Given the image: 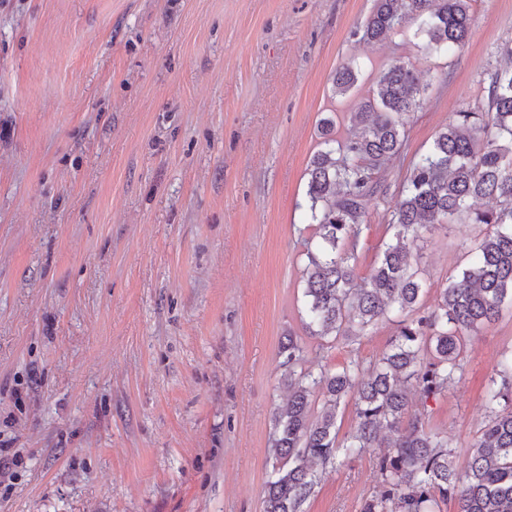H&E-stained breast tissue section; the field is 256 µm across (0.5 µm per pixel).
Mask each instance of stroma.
Listing matches in <instances>:
<instances>
[{
  "instance_id": "stroma-1",
  "label": "stroma",
  "mask_w": 512,
  "mask_h": 512,
  "mask_svg": "<svg viewBox=\"0 0 512 512\" xmlns=\"http://www.w3.org/2000/svg\"><path fill=\"white\" fill-rule=\"evenodd\" d=\"M375 0H0V512H263L279 346L310 368L378 359L396 326L307 335L302 204L317 126L351 112L393 61L422 103L366 203V274L415 156L512 47V0H474L466 43L425 54L411 20L376 45ZM355 88L334 94L341 66ZM484 224L422 233V302ZM512 350V303L469 336L464 373L430 401L458 471L487 422L483 387ZM374 459L327 467L302 512H359Z\"/></svg>"
}]
</instances>
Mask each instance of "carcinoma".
I'll use <instances>...</instances> for the list:
<instances>
[{
    "label": "carcinoma",
    "mask_w": 512,
    "mask_h": 512,
    "mask_svg": "<svg viewBox=\"0 0 512 512\" xmlns=\"http://www.w3.org/2000/svg\"><path fill=\"white\" fill-rule=\"evenodd\" d=\"M471 2L375 0L361 39L377 43L418 19L424 51L460 47L471 32ZM506 55L505 65L487 73L488 110L455 113L412 162L390 210L392 236L362 278L357 248L366 201L401 152L402 116L420 105L423 93L420 73L399 60L382 69L351 114L355 131L345 140L334 137L333 119H321V148L310 161L306 190L313 233L303 242L305 328L312 336L354 342L388 319L397 334L375 363L352 359L335 371H312L297 337L281 341L288 398L273 415L264 512H300L321 481L317 466L367 453L375 458L380 486L361 512H440L449 499L457 512H512V351L501 355L485 385L487 423L470 446L465 475L455 469L448 440L425 428L412 402L416 396L423 405L448 392L464 372L466 337L512 301V48ZM356 82L354 68L342 66L333 76L334 92L345 95ZM485 200L495 206L482 207ZM455 222L492 231L428 311L411 246L421 232ZM349 397L356 424L340 441L337 415Z\"/></svg>",
    "instance_id": "1"
}]
</instances>
